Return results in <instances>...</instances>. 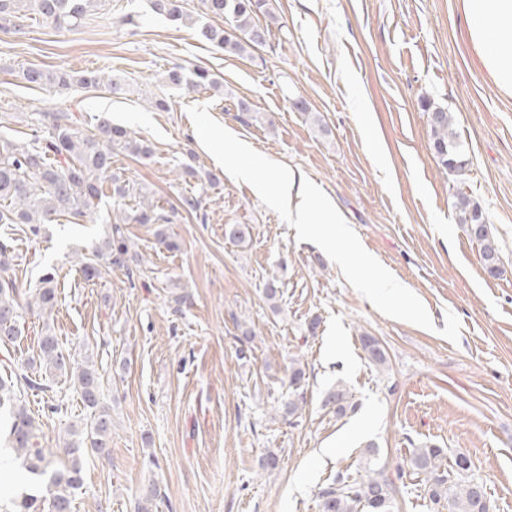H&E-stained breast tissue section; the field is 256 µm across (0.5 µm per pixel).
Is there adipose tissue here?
<instances>
[{
  "label": "adipose tissue",
  "instance_id": "ef3b65f1",
  "mask_svg": "<svg viewBox=\"0 0 512 512\" xmlns=\"http://www.w3.org/2000/svg\"><path fill=\"white\" fill-rule=\"evenodd\" d=\"M468 38L479 67L502 92L512 94V53L500 50L512 42V0H462Z\"/></svg>",
  "mask_w": 512,
  "mask_h": 512
}]
</instances>
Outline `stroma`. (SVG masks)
Segmentation results:
<instances>
[{
  "label": "stroma",
  "instance_id": "obj_1",
  "mask_svg": "<svg viewBox=\"0 0 512 512\" xmlns=\"http://www.w3.org/2000/svg\"><path fill=\"white\" fill-rule=\"evenodd\" d=\"M270 8L268 45L241 57L152 13L147 0H107L74 31L43 23L0 31V114L10 136L22 138L37 110L82 113L88 128L109 114L154 149L146 164L113 150V168L176 210L162 226L124 225L142 258L131 275L106 268L88 281L78 267L120 213L109 197L94 221L46 224L38 239L18 240V284L34 288L55 270L58 304L48 323L25 314V337L0 354V377L8 360L35 353L47 326L107 376L111 452L86 457L73 512H136L151 483L153 512H319V490L336 474H359L369 442L394 481L395 512H435L406 468L413 450L430 444L468 455L492 512H512V95L479 68L461 0H271ZM175 65L207 69L221 86L166 87L161 77ZM27 67L97 69L131 91L58 96L22 80ZM160 97L169 110L153 107ZM242 99L251 111H239ZM297 99L308 111L293 108ZM427 102L454 116L469 160L461 189L488 217L499 277L485 272L457 222L455 182L434 156ZM190 105L208 106L227 130L317 184L364 248L421 299L434 330L383 315L321 249L298 241L204 149ZM190 159L219 184L184 179ZM190 189L205 219L179 210ZM230 224L249 225L250 238L229 241ZM162 233L177 250L159 243ZM272 279L281 291L274 302L264 294ZM181 295L189 303H178ZM449 311L461 322L455 344L440 334ZM365 334L386 351V367L365 361ZM294 362L306 369V402L286 417ZM337 385L355 411L340 416L325 405ZM55 397L67 412L26 400L53 450L85 416L69 385L57 384ZM8 421L0 416V512L29 488L4 443ZM269 452L280 464L264 472Z\"/></svg>",
  "mask_w": 512,
  "mask_h": 512
}]
</instances>
